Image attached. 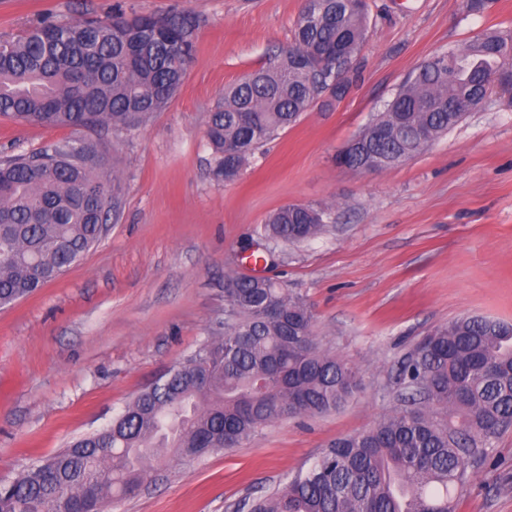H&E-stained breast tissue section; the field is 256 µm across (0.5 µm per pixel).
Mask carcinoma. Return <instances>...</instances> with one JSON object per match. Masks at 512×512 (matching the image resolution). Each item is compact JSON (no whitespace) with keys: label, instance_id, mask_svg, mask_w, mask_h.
Returning a JSON list of instances; mask_svg holds the SVG:
<instances>
[{"label":"carcinoma","instance_id":"1","mask_svg":"<svg viewBox=\"0 0 512 512\" xmlns=\"http://www.w3.org/2000/svg\"><path fill=\"white\" fill-rule=\"evenodd\" d=\"M367 0H306L293 41L224 87L207 136L213 175L237 177L302 113L339 99L366 40ZM188 15L43 19L0 44V117L47 127L130 129L163 112L196 49ZM512 69V28L486 32L418 64L384 110L336 154L356 171L399 166L476 108ZM74 138L0 160V301L35 293L68 270L117 218L121 179L68 152ZM330 210L288 204L263 236L317 237ZM224 338L199 346L103 430L81 436L0 489V512H70L91 489L101 512L139 490L151 461L232 448L271 423L329 413L361 388L359 370L326 350L305 299L270 278L232 274ZM405 407L342 437L249 512H455L454 496L512 427V323L463 316L434 328L401 361Z\"/></svg>","mask_w":512,"mask_h":512}]
</instances>
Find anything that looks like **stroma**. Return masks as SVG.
<instances>
[{"mask_svg": "<svg viewBox=\"0 0 512 512\" xmlns=\"http://www.w3.org/2000/svg\"><path fill=\"white\" fill-rule=\"evenodd\" d=\"M359 77L215 180L206 131L225 85L288 45L303 0H0V41L37 17L66 23L188 14L197 50L166 111L128 132L84 130L124 187L117 222L64 275L0 308V484L109 423L202 343L224 333L228 274L268 277L304 295L321 346L356 365L363 388L336 411L265 427L194 462H170L112 512H234L306 470L336 438L393 409L399 363L434 327L464 315L512 322V104L485 102L419 156L382 172L337 166L425 59L512 27V0H368ZM0 119V158L70 137ZM333 206L324 233L249 244L279 207ZM493 461L456 492V512H512V428Z\"/></svg>", "mask_w": 512, "mask_h": 512, "instance_id": "obj_1", "label": "stroma"}]
</instances>
